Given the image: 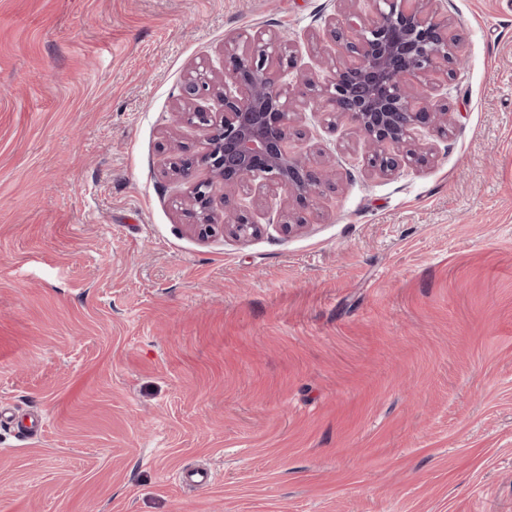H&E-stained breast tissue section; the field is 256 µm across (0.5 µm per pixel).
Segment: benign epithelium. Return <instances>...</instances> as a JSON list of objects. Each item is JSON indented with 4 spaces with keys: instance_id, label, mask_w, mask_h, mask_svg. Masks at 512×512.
I'll list each match as a JSON object with an SVG mask.
<instances>
[{
    "instance_id": "7a95c632",
    "label": "benign epithelium",
    "mask_w": 512,
    "mask_h": 512,
    "mask_svg": "<svg viewBox=\"0 0 512 512\" xmlns=\"http://www.w3.org/2000/svg\"><path fill=\"white\" fill-rule=\"evenodd\" d=\"M326 36L341 57L326 61L319 81L295 69L297 41L266 29L242 30L224 47V70L188 73L176 122L206 132L204 150L183 144L167 174L187 185L182 205L200 238L218 234L248 239L261 232L235 203L247 195L285 194L290 209L278 225L291 234L300 228L292 206L308 208L336 176L308 144L300 128L297 96L326 113L328 125L348 122L368 148L367 169L395 174L406 161L426 165L433 150L409 148L418 131L448 126V104L437 94L436 76L450 79L459 56L456 35L439 7L441 0H371L366 12L358 0H336ZM236 93L227 91V86ZM206 99L207 104L198 103ZM208 176L202 177L199 171Z\"/></svg>"
}]
</instances>
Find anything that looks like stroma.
I'll return each instance as SVG.
<instances>
[{
  "instance_id": "1",
  "label": "stroma",
  "mask_w": 512,
  "mask_h": 512,
  "mask_svg": "<svg viewBox=\"0 0 512 512\" xmlns=\"http://www.w3.org/2000/svg\"><path fill=\"white\" fill-rule=\"evenodd\" d=\"M336 5L0 0V512H512V0H443L428 165L300 104V230L200 239L162 175L189 71L263 28L322 75Z\"/></svg>"
}]
</instances>
